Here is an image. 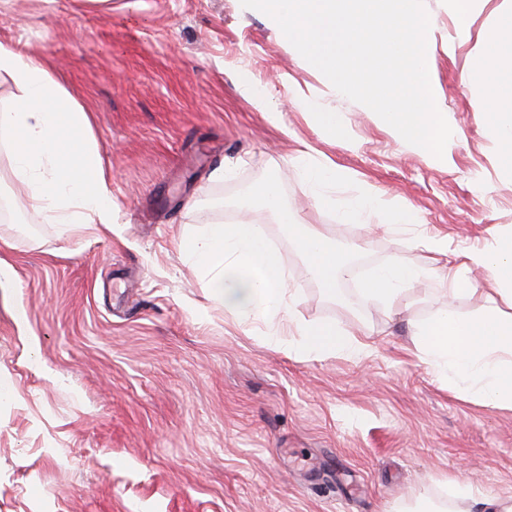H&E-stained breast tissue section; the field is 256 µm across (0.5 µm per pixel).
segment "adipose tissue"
<instances>
[{"mask_svg":"<svg viewBox=\"0 0 512 512\" xmlns=\"http://www.w3.org/2000/svg\"><path fill=\"white\" fill-rule=\"evenodd\" d=\"M7 76L20 97L0 110V142L9 149L10 176L26 210L53 224L112 225L110 177L101 159L91 118L56 81L40 57L0 45V76ZM474 109L487 132L512 149V113L500 111L498 95L483 94ZM255 196L291 225L297 247L312 277L327 296H335L345 266L335 241L314 226L295 223L280 203L275 181L261 184ZM392 215L395 223L418 218L407 204H391L375 189H364L344 211L362 225ZM189 260L202 272L212 298L225 311L257 316L268 325L288 322L296 335L290 352L317 357L340 352L362 356L370 345L358 330L340 322L301 323L286 300V272L278 252L256 225L206 224L193 232ZM437 256L429 266H412L394 257L369 279V301L393 308L416 285L441 286L447 302L429 320L412 323L416 352L454 390L489 409L512 410V241L496 237L471 249H451L447 237L421 238ZM481 295L476 313L457 310L464 295Z\"/></svg>","mask_w":512,"mask_h":512,"instance_id":"obj_1","label":"adipose tissue"}]
</instances>
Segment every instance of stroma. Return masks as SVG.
<instances>
[{"label": "stroma", "mask_w": 512, "mask_h": 512, "mask_svg": "<svg viewBox=\"0 0 512 512\" xmlns=\"http://www.w3.org/2000/svg\"><path fill=\"white\" fill-rule=\"evenodd\" d=\"M434 89L452 137L443 159L396 141L258 11L240 0H0V43L41 55L93 117L112 178L111 230L50 224L13 206L0 145V512H394L426 500L453 512L450 481L512 496V410L451 390L418 358L408 324L433 316L434 286L401 306L368 303L346 279L326 297L286 227L252 193L276 179L282 206L337 243L363 240L350 269L400 255L416 229L453 247L512 237V160L475 98L500 74L477 69L512 0H476L458 19L426 0ZM249 74L279 111L239 90ZM471 75L463 85V75ZM311 101L351 126L312 125ZM408 203L419 228L363 227L302 187L310 167ZM279 251L293 313L364 329L367 355L304 359L265 321L225 313L186 258L185 237L241 210Z\"/></svg>", "instance_id": "35a3bbf8"}]
</instances>
